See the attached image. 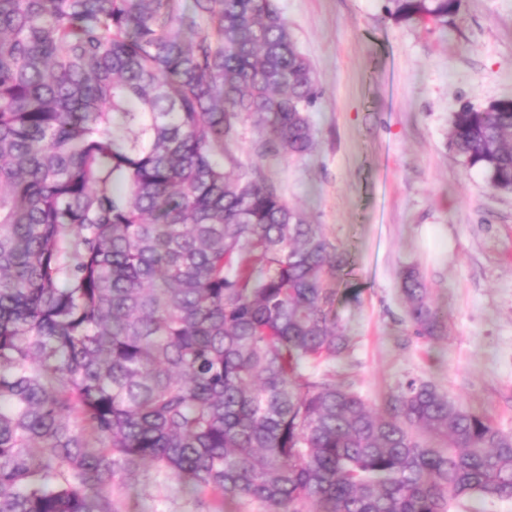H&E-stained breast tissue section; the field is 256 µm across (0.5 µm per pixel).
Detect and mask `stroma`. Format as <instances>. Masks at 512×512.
I'll list each match as a JSON object with an SVG mask.
<instances>
[{"label":"stroma","instance_id":"stroma-1","mask_svg":"<svg viewBox=\"0 0 512 512\" xmlns=\"http://www.w3.org/2000/svg\"><path fill=\"white\" fill-rule=\"evenodd\" d=\"M321 96L315 144L266 155L240 123L224 168H254L350 257L337 310L353 339L328 363L379 409L410 377L512 432V193L448 146L451 116L512 98V0H462L447 32L398 23L387 0H278ZM417 266L445 338L415 335L401 272ZM122 512H205L164 471L144 470Z\"/></svg>","mask_w":512,"mask_h":512}]
</instances>
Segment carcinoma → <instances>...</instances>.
<instances>
[{
    "label": "carcinoma",
    "mask_w": 512,
    "mask_h": 512,
    "mask_svg": "<svg viewBox=\"0 0 512 512\" xmlns=\"http://www.w3.org/2000/svg\"><path fill=\"white\" fill-rule=\"evenodd\" d=\"M448 28L461 0H389ZM315 76L276 0H0V512H121L144 466L259 512L512 500V433L428 380L374 412L314 370L349 351V260L252 168L249 120L304 156ZM448 146L512 192V101ZM405 315L448 316L422 275Z\"/></svg>",
    "instance_id": "cac0c4a2"
}]
</instances>
